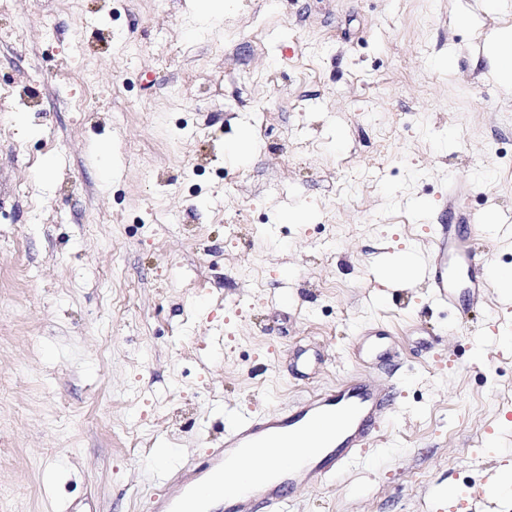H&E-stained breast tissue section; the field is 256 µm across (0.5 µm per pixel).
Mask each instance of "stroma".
Returning a JSON list of instances; mask_svg holds the SVG:
<instances>
[{
    "instance_id": "35a3bbf8",
    "label": "stroma",
    "mask_w": 512,
    "mask_h": 512,
    "mask_svg": "<svg viewBox=\"0 0 512 512\" xmlns=\"http://www.w3.org/2000/svg\"><path fill=\"white\" fill-rule=\"evenodd\" d=\"M499 2L12 0L0 512H149L236 416L363 372L370 330L399 354L391 412L288 512H466L512 451L488 448L512 419V302L492 288L460 319L384 272L450 221L512 267V92L481 53L512 26Z\"/></svg>"
}]
</instances>
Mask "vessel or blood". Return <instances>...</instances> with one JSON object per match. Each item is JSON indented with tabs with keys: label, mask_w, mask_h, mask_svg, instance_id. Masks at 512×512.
<instances>
[{
	"label": "vessel or blood",
	"mask_w": 512,
	"mask_h": 512,
	"mask_svg": "<svg viewBox=\"0 0 512 512\" xmlns=\"http://www.w3.org/2000/svg\"><path fill=\"white\" fill-rule=\"evenodd\" d=\"M435 260L424 268L433 291L435 305L456 307L460 295L477 299L486 294L491 278L489 263L475 243L463 240L457 225L440 224L434 232ZM372 364H380L396 354L384 334L370 332L360 339ZM386 381L368 375L350 384L321 391L304 398L281 413L266 418L240 415L224 432L223 448L196 466L191 476L178 481L171 497L156 512H185L183 503L193 492L195 479L221 463L236 461L248 448L278 445V453L291 467L286 471L287 485H313L327 481L341 468L358 459L362 448L371 445L375 433L390 411ZM343 419L345 429L333 450L319 463H312L313 447L300 440L320 434L331 420ZM285 487L264 488L257 495L241 498L235 512H286Z\"/></svg>",
	"instance_id": "b4317fda"
}]
</instances>
